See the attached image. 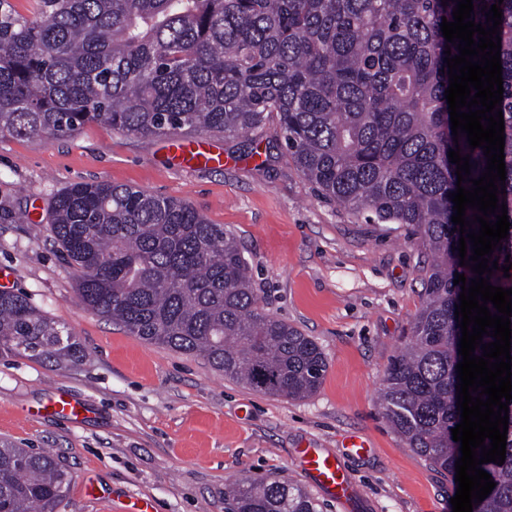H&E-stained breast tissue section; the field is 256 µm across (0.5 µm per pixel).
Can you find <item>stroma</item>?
Listing matches in <instances>:
<instances>
[{"label": "stroma", "instance_id": "35a3bbf8", "mask_svg": "<svg viewBox=\"0 0 512 512\" xmlns=\"http://www.w3.org/2000/svg\"><path fill=\"white\" fill-rule=\"evenodd\" d=\"M198 139L222 153V166H185L168 138L102 122L56 139L0 137V267L77 344L76 359L62 364L0 356V442L54 449L72 476L59 512H127L140 500L153 512H225L232 482L288 475L323 512H452L447 474L407 448L378 406L422 304L426 255L406 228L319 197L275 121ZM79 182L178 198L233 232L266 312L322 348L318 391L304 400L254 391L85 309L48 214ZM61 395L82 406L78 418L50 410ZM352 436L367 442L364 454L347 452ZM301 448L336 456L351 484L347 502L301 471Z\"/></svg>", "mask_w": 512, "mask_h": 512}]
</instances>
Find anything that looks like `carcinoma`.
Returning a JSON list of instances; mask_svg holds the SVG:
<instances>
[{
    "label": "carcinoma",
    "instance_id": "carcinoma-1",
    "mask_svg": "<svg viewBox=\"0 0 512 512\" xmlns=\"http://www.w3.org/2000/svg\"><path fill=\"white\" fill-rule=\"evenodd\" d=\"M22 17L0 0V137L70 135L89 122L135 136L247 135L273 117L319 194L378 224H402L430 257L412 336L386 370L379 405L406 445L455 477L461 442L455 320L461 285L449 150L454 138L442 19L453 0H37ZM504 162L512 223V0L501 2ZM52 232L88 309L142 340L205 358L255 391L305 399L321 348L268 314L236 236L185 201L75 183L50 204ZM61 361L73 334L0 290V354ZM504 464L473 512H512V403ZM70 473L49 450L0 444V512H57ZM226 512H320L287 480L244 478Z\"/></svg>",
    "mask_w": 512,
    "mask_h": 512
}]
</instances>
